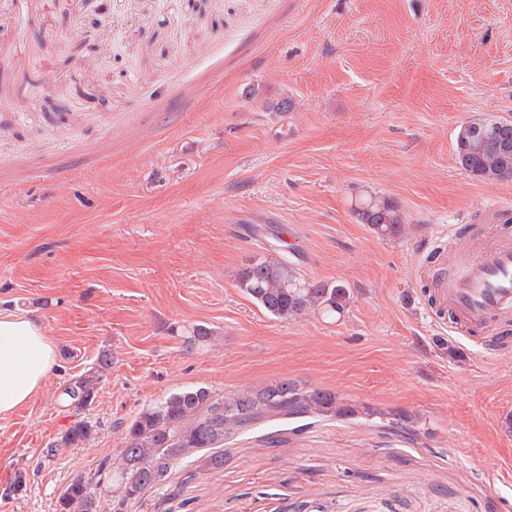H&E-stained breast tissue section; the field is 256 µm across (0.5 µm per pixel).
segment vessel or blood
Listing matches in <instances>:
<instances>
[{
	"label": "vessel or blood",
	"instance_id": "1",
	"mask_svg": "<svg viewBox=\"0 0 512 512\" xmlns=\"http://www.w3.org/2000/svg\"><path fill=\"white\" fill-rule=\"evenodd\" d=\"M436 259L455 266L454 274L435 290L438 308L470 327L512 322V240L483 253L451 257L441 250Z\"/></svg>",
	"mask_w": 512,
	"mask_h": 512
}]
</instances>
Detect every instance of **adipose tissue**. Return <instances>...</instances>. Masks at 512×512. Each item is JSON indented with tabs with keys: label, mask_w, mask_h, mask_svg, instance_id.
<instances>
[{
	"label": "adipose tissue",
	"mask_w": 512,
	"mask_h": 512,
	"mask_svg": "<svg viewBox=\"0 0 512 512\" xmlns=\"http://www.w3.org/2000/svg\"><path fill=\"white\" fill-rule=\"evenodd\" d=\"M57 364V346L33 317L0 310V417L32 400Z\"/></svg>",
	"instance_id": "adipose-tissue-1"
}]
</instances>
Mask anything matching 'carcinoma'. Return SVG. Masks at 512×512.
Segmentation results:
<instances>
[{
    "label": "carcinoma",
    "instance_id": "cac0c4a2",
    "mask_svg": "<svg viewBox=\"0 0 512 512\" xmlns=\"http://www.w3.org/2000/svg\"><path fill=\"white\" fill-rule=\"evenodd\" d=\"M467 142L456 140L459 167L484 182L512 179V122L476 117L466 123ZM353 212L377 236L396 239L405 229V215L389 198L367 194L357 199ZM236 287L267 315L281 321L308 313L341 317L350 300V290L341 282H311L283 249L278 256L252 259L239 269ZM217 333L203 324L184 327L180 337L189 350L211 345ZM112 367L111 355L103 351L86 370L65 381L61 399L69 425L46 449L45 458H56L66 448L90 443L93 425L86 417L103 377ZM294 418H365L378 412L352 403L334 391L309 388L293 380L270 382L257 390L217 395L205 387L170 393L144 407L123 432L119 464L101 468L90 477L71 480L59 494L55 512H101V493H111L110 512H126L129 502L152 488L170 486V477L183 462L204 449L212 453L201 459L207 470L224 467V438L267 414ZM29 472L18 469L13 480L0 489L4 499L25 490Z\"/></svg>",
    "mask_w": 512,
    "mask_h": 512
}]
</instances>
